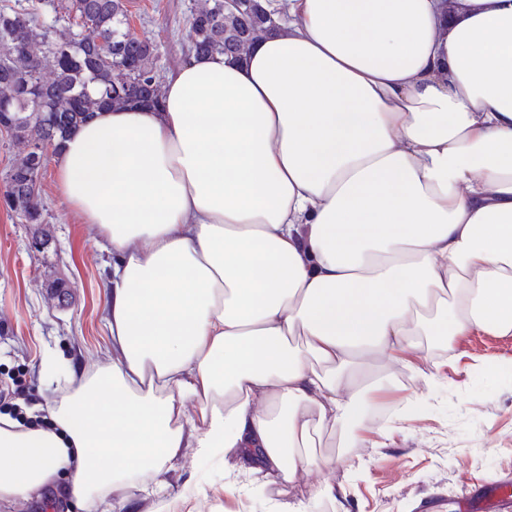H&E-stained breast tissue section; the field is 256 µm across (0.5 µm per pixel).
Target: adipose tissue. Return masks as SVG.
Instances as JSON below:
<instances>
[{
    "label": "adipose tissue",
    "mask_w": 512,
    "mask_h": 512,
    "mask_svg": "<svg viewBox=\"0 0 512 512\" xmlns=\"http://www.w3.org/2000/svg\"><path fill=\"white\" fill-rule=\"evenodd\" d=\"M263 5L287 14L244 59L191 56L59 145L112 255V356L49 359V422L0 416V512L61 478L70 512H125L187 448L244 457L261 498L363 429L358 357L512 335V0Z\"/></svg>",
    "instance_id": "ef3b65f1"
}]
</instances>
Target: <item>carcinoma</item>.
<instances>
[{"instance_id":"carcinoma-1","label":"carcinoma","mask_w":512,"mask_h":512,"mask_svg":"<svg viewBox=\"0 0 512 512\" xmlns=\"http://www.w3.org/2000/svg\"><path fill=\"white\" fill-rule=\"evenodd\" d=\"M129 0H65L61 27L45 28L21 3L0 9V124L22 152L4 177L3 206L27 224L43 223L39 182L44 158L102 105L154 104L162 89L154 44L130 32ZM191 55L240 58L273 21L261 0L236 12L224 0H197L188 19Z\"/></svg>"}]
</instances>
